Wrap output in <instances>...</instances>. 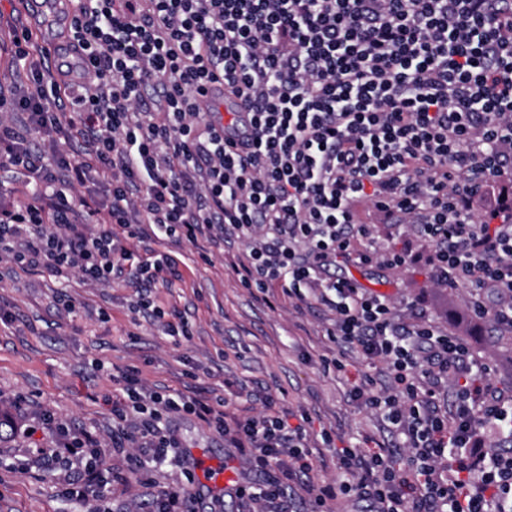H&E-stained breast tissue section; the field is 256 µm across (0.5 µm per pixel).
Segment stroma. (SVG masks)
<instances>
[{"label": "stroma", "mask_w": 512, "mask_h": 512, "mask_svg": "<svg viewBox=\"0 0 512 512\" xmlns=\"http://www.w3.org/2000/svg\"><path fill=\"white\" fill-rule=\"evenodd\" d=\"M22 2L0 0V42L27 33L23 48L35 61L40 48L63 38L65 31L22 16ZM130 230L125 244L141 261L162 254L174 261L181 279L161 289L158 302L182 315L188 335H165L152 321L135 317L132 285L94 286L75 274L28 271L0 257V310L11 316L10 322L0 323V414L17 428L15 437L0 446V512L90 508L67 493L65 478L79 469L77 456L36 465L39 449L53 441L37 416L41 410L51 411L72 430L100 437L116 512H140L142 501L157 490L198 483L206 466L223 469L231 486L262 484L263 474L191 415L175 418L180 445L163 464L144 476L130 473L129 459L110 450L112 433L120 426L112 414L113 400L122 396L116 377L129 369L137 370L148 388L165 394L230 399L239 416L262 409L247 390L269 388L281 408L291 411L290 425H297L298 414L307 416L315 480L345 479L336 460L340 448H394L398 467H407L409 452L399 447L382 417L349 398L363 374L387 384L382 367L350 351L344 372L328 375L322 369V355L334 347L325 332L330 312L301 310L286 296L245 286L230 265L240 244L217 238L177 240L150 224H134ZM330 273L388 294L398 310L413 306L424 311L491 365L495 383H512V335H497L488 321L476 318L466 289L433 282L429 249L416 248L414 258L399 269L353 257ZM27 459L34 468L24 467Z\"/></svg>", "instance_id": "1"}]
</instances>
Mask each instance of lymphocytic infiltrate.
<instances>
[{
  "label": "lymphocytic infiltrate",
  "mask_w": 512,
  "mask_h": 512,
  "mask_svg": "<svg viewBox=\"0 0 512 512\" xmlns=\"http://www.w3.org/2000/svg\"><path fill=\"white\" fill-rule=\"evenodd\" d=\"M70 37L83 85L62 90L18 49L11 64L27 82L0 92L1 108L28 115L27 134L0 125V161L40 185L30 202L0 205V254L23 269L131 284L137 313L184 336L183 317L157 302L159 286L179 277L174 263L136 261L116 227L237 240L245 284L327 306L338 347L385 367L389 387L367 375L349 396L402 436L410 467L397 469L386 449L343 448L346 479L312 481L306 430L271 394L260 414L240 418L222 401L150 389L134 370L112 403L127 425L113 451L141 450L143 469L164 462L183 412L264 472L257 491L236 490L243 512H292L295 486L312 512L347 501L368 512H512V392L424 313L404 321L389 296L327 274L371 238L356 212L366 202L431 247L437 285L467 289L476 317L512 332V211L479 222L472 211L512 172V0H79ZM215 85L243 111L234 128L207 97ZM64 94L68 113L50 105ZM73 133L87 158L60 150ZM56 167L87 200L54 188ZM104 170L112 178L100 198L91 189ZM444 391L454 396L447 414ZM43 421L58 439L43 460L100 453L92 432ZM482 421L496 448L482 450ZM104 472L87 464L69 481L93 512H112Z\"/></svg>",
  "instance_id": "f902f5d3"
}]
</instances>
